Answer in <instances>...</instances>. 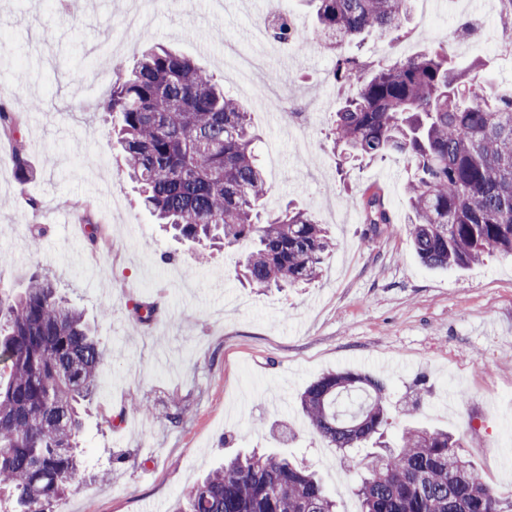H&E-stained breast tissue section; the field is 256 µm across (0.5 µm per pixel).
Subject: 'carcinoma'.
Instances as JSON below:
<instances>
[{
	"mask_svg": "<svg viewBox=\"0 0 512 512\" xmlns=\"http://www.w3.org/2000/svg\"><path fill=\"white\" fill-rule=\"evenodd\" d=\"M314 36L335 52L332 72L348 90L328 139L339 165L406 159L409 212L402 231L426 265L464 268L491 254L512 256V88L480 76L483 61L454 59L447 41L375 65L346 52L402 29L411 0H308ZM269 38H309L290 16L267 18ZM107 111L129 178L158 223L198 243L249 245L242 260L253 288H293L318 278L336 240L307 211H267L268 187L254 151L250 113L193 60L146 49L112 86ZM22 113L0 106V130L17 133ZM13 164L30 168L21 140ZM366 223L394 229L377 192L365 193ZM103 352L82 310L46 275L19 295H0V495L13 512H46L80 471L81 409L94 395ZM312 433L359 470L361 512H512L505 494L473 473L463 439L416 426L364 462L355 450L388 422L386 381L336 371L303 391ZM173 512H336L315 476L274 452L224 459Z\"/></svg>",
	"mask_w": 512,
	"mask_h": 512,
	"instance_id": "obj_1",
	"label": "carcinoma"
}]
</instances>
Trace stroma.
<instances>
[{"instance_id":"stroma-1","label":"stroma","mask_w":512,"mask_h":512,"mask_svg":"<svg viewBox=\"0 0 512 512\" xmlns=\"http://www.w3.org/2000/svg\"><path fill=\"white\" fill-rule=\"evenodd\" d=\"M265 0H0V105L42 101L20 129L31 172L20 176L13 143L0 135V292L15 295L33 274L53 279L82 309L104 360L79 438L84 466L74 491L50 512H168L224 457L251 448L284 453L316 471L337 512H360L357 476L311 433L299 398L337 370L377 375L388 387L384 438L419 425L464 439L484 483L512 488V257L493 255L451 270L425 266L404 233L373 232L359 199L379 191L394 224L408 213L405 161L352 167L339 176L326 136L342 91L334 56L299 53L253 36ZM500 0L413 5L401 31L366 39L367 60L399 58L474 24L456 52L481 57L484 76L512 84V54L498 47ZM263 57L268 72L308 104L292 130L256 100L224 55L225 42ZM172 46L214 73L242 102L258 136L268 209L286 203L329 223L338 246L306 288L242 284L243 248L211 251L162 232L142 209L102 105L143 50ZM39 209H32L31 201ZM87 212L111 247L92 245ZM46 234L31 241V227ZM156 306L138 324L135 304ZM190 411L172 424V404Z\"/></svg>"}]
</instances>
